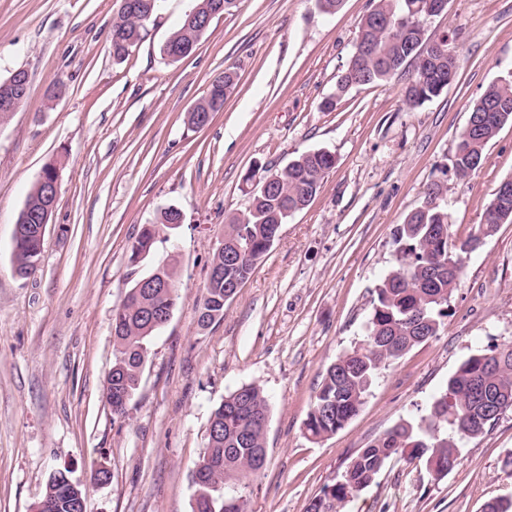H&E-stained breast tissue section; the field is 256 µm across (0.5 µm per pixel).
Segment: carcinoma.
I'll return each instance as SVG.
<instances>
[{
    "mask_svg": "<svg viewBox=\"0 0 512 512\" xmlns=\"http://www.w3.org/2000/svg\"><path fill=\"white\" fill-rule=\"evenodd\" d=\"M359 23L354 52L336 85V94L321 103L336 106V98L354 87L388 82L408 62L414 63L405 103L414 109L438 96L454 80L459 57L448 43V33L438 39L426 36L434 17L430 0H374ZM157 0H132L112 19V55L121 60L140 40L152 18ZM234 0H196L179 28L161 48L164 56L178 60L189 55L206 33L202 23L221 15ZM235 78L226 70L216 77L208 97L188 111L193 127L206 125L213 113L233 93ZM512 124V74L493 82L473 105L459 133L452 165L466 177L483 162L484 150L498 132ZM335 157L323 149L307 151L284 168L264 175L252 185L246 214L224 225V250L214 251L210 265L224 267V277L207 276L198 326L205 330L224 318V307L236 295L233 280H246L255 264L274 245L282 224L303 209L320 190ZM58 178V167L47 165L29 193L19 218L22 234L14 246L15 271L32 274L40 260L43 240L27 232L47 215L52 199L47 187ZM440 185L431 186L422 205L406 216L394 231L397 266L375 288L372 311L364 339L336 358L325 370L305 423L308 434L322 439L342 429L365 403L373 381L383 369L414 346L437 335L448 317V300L457 278L442 269L457 261L462 247L491 235L500 224L512 223V199L507 204L493 193L484 222L467 238L454 236ZM174 208L160 212L156 222L141 228L131 244L130 259L137 262L148 243L160 232L179 223ZM164 278L165 288L132 286L112 315L113 361L104 389L112 396V413L121 418L138 389L148 357L150 339L161 325L152 320L174 309V271L151 272ZM509 402L512 409V346L479 351L468 356L448 378L443 392L416 421H402L353 456L336 481L316 496L307 512H345L354 496L368 487L393 459L418 460L438 477L459 464L458 443L484 434L499 416L485 408ZM269 406L262 389L242 386L224 397L212 412L207 446L197 465L206 470L194 483L192 512H247L246 489L251 476L265 466Z\"/></svg>",
    "mask_w": 512,
    "mask_h": 512,
    "instance_id": "obj_1",
    "label": "carcinoma"
}]
</instances>
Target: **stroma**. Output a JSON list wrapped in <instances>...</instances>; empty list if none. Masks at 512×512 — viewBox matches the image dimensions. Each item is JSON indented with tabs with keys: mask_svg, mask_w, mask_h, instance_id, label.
Returning <instances> with one entry per match:
<instances>
[{
	"mask_svg": "<svg viewBox=\"0 0 512 512\" xmlns=\"http://www.w3.org/2000/svg\"><path fill=\"white\" fill-rule=\"evenodd\" d=\"M122 0H0V78L22 69L29 92L0 124V512H31L51 471L86 488V512H191L192 472L212 410L259 385L270 405L267 460L250 480L248 512H306L350 458L403 420L423 415L474 352L512 345V224L465 255L437 336L388 366L334 435L305 429L328 365L361 340L373 292L396 267L393 232L431 184L457 237L484 219L512 177V125L479 169L458 178L457 137L487 86L512 72V0H448L428 34L447 32L455 80L415 109L408 70L352 89L334 110L362 17L373 0H235L195 50L173 61L161 47L194 0H162L139 45L112 56ZM236 88L200 129L187 113L224 70ZM326 149L336 164L319 192L279 230L270 251L226 305L197 326L212 253L224 226L246 213L245 179ZM50 163L56 208L36 270L15 275L13 234L27 195ZM183 221L141 262L130 246L161 210ZM175 269L176 305L152 337L126 417L104 392L112 314L134 281ZM460 463L439 478L395 459L348 512H481L512 499V410L463 440ZM107 466L111 481L92 476Z\"/></svg>",
	"mask_w": 512,
	"mask_h": 512,
	"instance_id": "35a3bbf8",
	"label": "stroma"
}]
</instances>
